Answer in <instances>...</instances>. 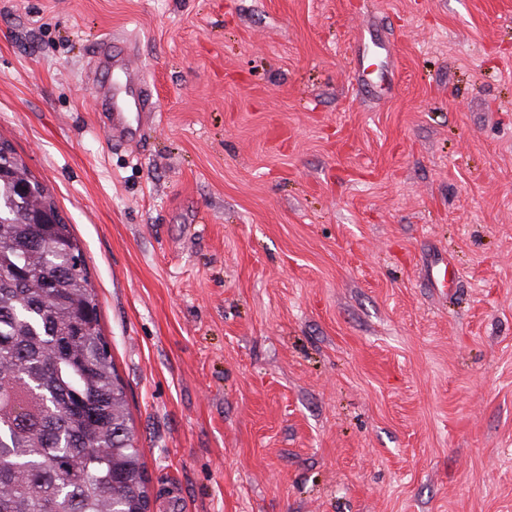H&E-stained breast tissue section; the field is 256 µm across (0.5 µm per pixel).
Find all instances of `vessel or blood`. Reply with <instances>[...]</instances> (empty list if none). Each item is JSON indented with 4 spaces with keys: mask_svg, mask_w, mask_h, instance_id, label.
I'll use <instances>...</instances> for the list:
<instances>
[{
    "mask_svg": "<svg viewBox=\"0 0 512 512\" xmlns=\"http://www.w3.org/2000/svg\"><path fill=\"white\" fill-rule=\"evenodd\" d=\"M95 67L102 72L119 67L126 71L127 85L123 93L108 92L99 86L93 91V100L101 108V118L108 137L132 140L136 122L142 121L149 110L151 91L140 73L128 70L126 60L116 58L111 47H104L95 60Z\"/></svg>",
    "mask_w": 512,
    "mask_h": 512,
    "instance_id": "obj_1",
    "label": "vessel or blood"
}]
</instances>
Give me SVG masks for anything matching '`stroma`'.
Returning <instances> with one entry per match:
<instances>
[{
	"instance_id": "obj_1",
	"label": "stroma",
	"mask_w": 512,
	"mask_h": 512,
	"mask_svg": "<svg viewBox=\"0 0 512 512\" xmlns=\"http://www.w3.org/2000/svg\"><path fill=\"white\" fill-rule=\"evenodd\" d=\"M1 140L82 246L151 512H512V0H0ZM95 67L102 72L119 67L126 75L124 95L109 94L105 86H99L94 88L93 100L101 108V118L108 139L131 141L145 112H150L151 91L139 72L130 70L125 59H118L112 54V46L109 44L96 56ZM134 120L136 127L133 125Z\"/></svg>"
}]
</instances>
